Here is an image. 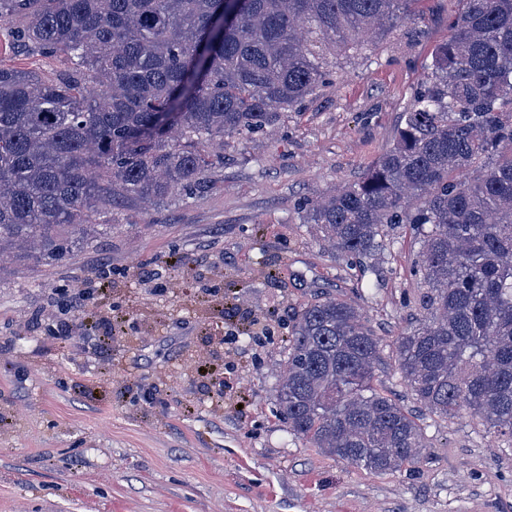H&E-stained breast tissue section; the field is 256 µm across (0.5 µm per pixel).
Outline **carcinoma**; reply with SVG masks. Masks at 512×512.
Wrapping results in <instances>:
<instances>
[{"label": "carcinoma", "mask_w": 512, "mask_h": 512, "mask_svg": "<svg viewBox=\"0 0 512 512\" xmlns=\"http://www.w3.org/2000/svg\"><path fill=\"white\" fill-rule=\"evenodd\" d=\"M416 0H0L14 41L72 66H0V255L47 266L125 207L210 189L228 138L281 122L332 70L326 47ZM395 140L358 180L299 205L361 263L408 225L420 322L392 357L439 417L512 448V0H458ZM381 338L351 302L299 312L277 394L288 430L374 474L415 466L421 426L375 383Z\"/></svg>", "instance_id": "cac0c4a2"}]
</instances>
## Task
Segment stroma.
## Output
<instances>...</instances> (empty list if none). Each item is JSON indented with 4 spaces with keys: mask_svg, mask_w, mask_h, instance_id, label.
Masks as SVG:
<instances>
[{
    "mask_svg": "<svg viewBox=\"0 0 512 512\" xmlns=\"http://www.w3.org/2000/svg\"><path fill=\"white\" fill-rule=\"evenodd\" d=\"M457 5L417 0L414 20L368 48L333 50L330 83L274 132L230 140L204 197L125 208L72 260L0 266V512H512V450L478 420L440 419L396 369L393 344L418 318L409 232L359 266L297 210L393 142ZM22 23L0 25L1 65L68 68L12 43ZM145 263L156 280L139 278ZM103 275L112 339L92 358L83 314L55 303ZM325 296L355 302L381 338L377 384L422 427V464L372 474L279 418L294 320ZM52 320L70 336L51 338Z\"/></svg>",
    "mask_w": 512,
    "mask_h": 512,
    "instance_id": "obj_1",
    "label": "stroma"
}]
</instances>
